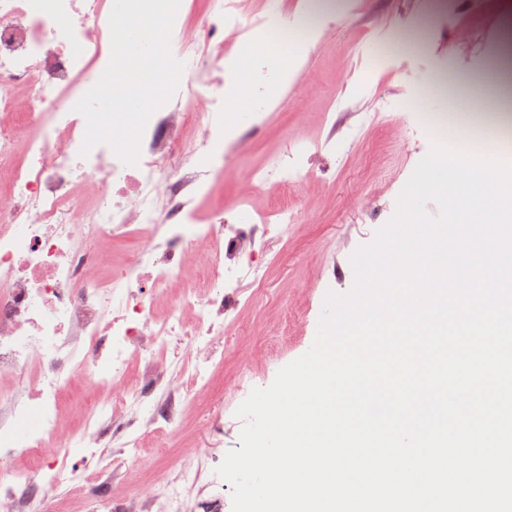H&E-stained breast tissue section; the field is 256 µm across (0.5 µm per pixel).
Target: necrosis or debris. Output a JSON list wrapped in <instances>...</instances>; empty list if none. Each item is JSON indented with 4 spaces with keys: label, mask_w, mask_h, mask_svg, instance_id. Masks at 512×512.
I'll return each instance as SVG.
<instances>
[{
    "label": "necrosis or debris",
    "mask_w": 512,
    "mask_h": 512,
    "mask_svg": "<svg viewBox=\"0 0 512 512\" xmlns=\"http://www.w3.org/2000/svg\"><path fill=\"white\" fill-rule=\"evenodd\" d=\"M204 4L203 28L175 19L171 51L184 70L132 166L103 144L79 154L86 120L75 105L109 63L113 0H0V512H31L60 483L57 512H156L159 502L185 512L194 498L222 512L206 438L188 450L194 467L118 492L141 448L211 400L224 303L263 280L244 257L273 225L297 221L284 200L259 219L243 201L238 223L220 207L196 221L236 145L223 116L234 72L208 49L234 27L249 51L288 21L275 8L264 27L237 0ZM304 152L287 145L254 180L295 182ZM117 239L134 240L131 265L113 267ZM86 378L106 392L74 431L60 400Z\"/></svg>",
    "instance_id": "necrosis-or-debris-1"
}]
</instances>
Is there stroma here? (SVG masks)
Wrapping results in <instances>:
<instances>
[{"instance_id": "stroma-1", "label": "stroma", "mask_w": 512, "mask_h": 512, "mask_svg": "<svg viewBox=\"0 0 512 512\" xmlns=\"http://www.w3.org/2000/svg\"><path fill=\"white\" fill-rule=\"evenodd\" d=\"M321 2L287 0L289 28L317 20L324 32L301 61L282 58L284 83L258 78L251 98L261 103L262 116L251 117L237 98L224 101V120L242 139L224 167L223 186L200 203V216L219 206L232 212L243 196L252 212L263 213L281 198L295 207L299 222L252 256L264 283L244 281V303L229 314L231 333L217 339L223 384L267 387L309 350L326 293L351 288L352 253L393 215L429 150L418 102L432 112L475 107L505 19L504 0H408L403 12L395 0H335L332 10ZM295 140L310 148L301 179L254 186L251 172ZM251 350L265 358L243 366L239 354ZM201 435L198 413L185 414L165 441L145 449L153 465L132 470L124 492L167 480Z\"/></svg>"}]
</instances>
